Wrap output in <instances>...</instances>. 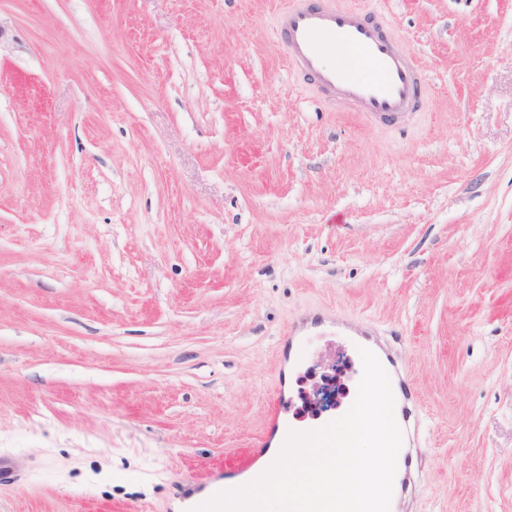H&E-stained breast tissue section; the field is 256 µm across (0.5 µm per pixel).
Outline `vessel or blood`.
<instances>
[{"label": "vessel or blood", "instance_id": "obj_1", "mask_svg": "<svg viewBox=\"0 0 512 512\" xmlns=\"http://www.w3.org/2000/svg\"><path fill=\"white\" fill-rule=\"evenodd\" d=\"M277 24L289 66L362 117L391 121L418 102L421 70L364 11L293 0Z\"/></svg>", "mask_w": 512, "mask_h": 512}]
</instances>
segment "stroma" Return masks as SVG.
I'll return each mask as SVG.
<instances>
[{
  "label": "stroma",
  "instance_id": "obj_1",
  "mask_svg": "<svg viewBox=\"0 0 512 512\" xmlns=\"http://www.w3.org/2000/svg\"><path fill=\"white\" fill-rule=\"evenodd\" d=\"M335 2L427 72L407 128L289 70L287 0H0V512H173L313 316L409 375L397 512H512V0ZM352 367L317 339L289 420ZM407 380V374L405 376L398 377L396 382V396L397 399L403 398L407 401L406 405H404L405 412L403 414V424L407 435V442L410 444L411 442L415 443L418 439L419 425L416 403L413 402L411 406H409L412 393Z\"/></svg>",
  "mask_w": 512,
  "mask_h": 512
}]
</instances>
